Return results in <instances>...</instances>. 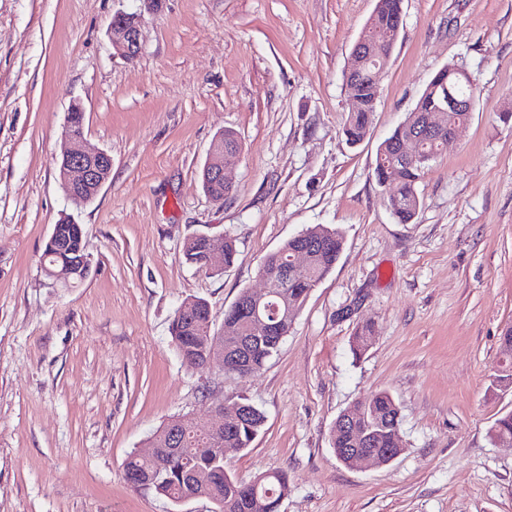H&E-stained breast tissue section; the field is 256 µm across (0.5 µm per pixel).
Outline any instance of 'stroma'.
Returning a JSON list of instances; mask_svg holds the SVG:
<instances>
[{
    "instance_id": "stroma-1",
    "label": "stroma",
    "mask_w": 512,
    "mask_h": 512,
    "mask_svg": "<svg viewBox=\"0 0 512 512\" xmlns=\"http://www.w3.org/2000/svg\"><path fill=\"white\" fill-rule=\"evenodd\" d=\"M377 0H0V512H214L135 491L123 463L167 419L247 401L263 431L232 460L248 479L287 472L280 512H512V446L488 430L512 410L492 381L512 325V0H403L364 141L347 143L344 73ZM140 15L142 50L115 55L117 11ZM476 88L471 117L398 223L373 171L379 144L446 64ZM112 158L97 198L59 186L65 117ZM242 151L224 201L200 171L214 137ZM85 231L88 278L54 286L41 258L60 216ZM340 231L333 270L280 348L249 376L198 369L171 343L189 297L214 328L265 258L307 228ZM230 237L224 273L188 264L193 231ZM349 318H341L342 310ZM374 327L354 357L357 326ZM388 391L403 453L350 469L338 415Z\"/></svg>"
}]
</instances>
